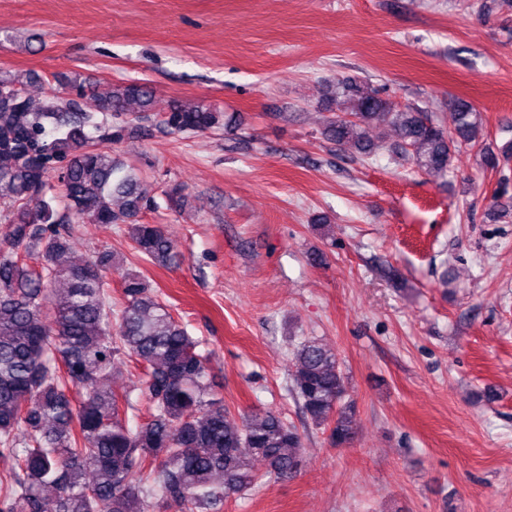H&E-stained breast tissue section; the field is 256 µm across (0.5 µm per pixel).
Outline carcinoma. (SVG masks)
I'll list each match as a JSON object with an SVG mask.
<instances>
[{
    "instance_id": "carcinoma-1",
    "label": "carcinoma",
    "mask_w": 512,
    "mask_h": 512,
    "mask_svg": "<svg viewBox=\"0 0 512 512\" xmlns=\"http://www.w3.org/2000/svg\"><path fill=\"white\" fill-rule=\"evenodd\" d=\"M18 84L0 76V203L11 226L9 246L0 248V456L14 461L0 475V512H149L151 499L158 509L222 512L224 500L257 485V459L275 480L296 476L304 464L299 430L270 410L235 419L215 389L210 354L198 350L199 341L142 275L123 271L124 307L114 320L106 290L112 254L68 261L71 236L43 195L54 176L69 214L125 225L136 252L153 264L174 258L164 228L138 222L150 198L135 173L118 175L121 164L109 147L150 119L148 87L110 84L84 107V84L74 79L77 98L52 95L35 109L15 97ZM132 102L138 110H129ZM450 107L448 132L427 113L342 79L324 135L368 152L365 128L390 124L418 170L446 172L457 148L483 137L471 102L457 98ZM98 112L119 122H99ZM218 124L217 109L202 101L179 104L163 120L173 133ZM511 160L512 141L498 155H483L492 169ZM33 247L42 251L37 268L25 263ZM123 349L146 364L141 394L151 413L135 426L127 419L131 393L106 386ZM291 351V391L303 413L329 427L332 445L350 444L356 419L343 403L347 380L338 354L315 338L291 340ZM72 387L82 390L81 400L70 398Z\"/></svg>"
}]
</instances>
